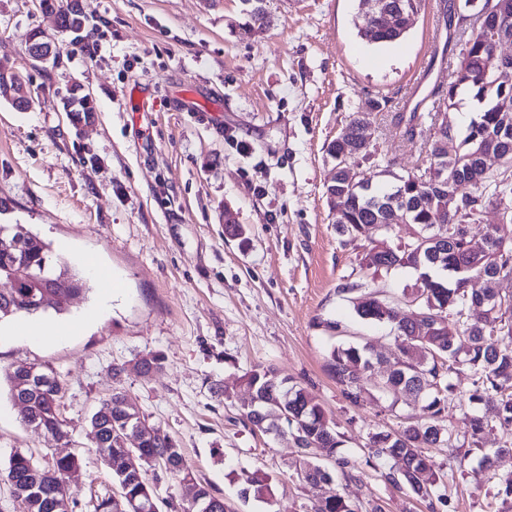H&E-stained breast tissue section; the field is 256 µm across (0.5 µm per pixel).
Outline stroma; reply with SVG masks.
Segmentation results:
<instances>
[{"instance_id":"stroma-1","label":"stroma","mask_w":512,"mask_h":512,"mask_svg":"<svg viewBox=\"0 0 512 512\" xmlns=\"http://www.w3.org/2000/svg\"><path fill=\"white\" fill-rule=\"evenodd\" d=\"M80 35L57 34L33 0H0V62L19 72L32 102L0 99V224H23L53 252L78 264L93 255L112 276L117 298L97 322L50 345L0 346V368L36 362L65 384V439L24 424L0 390V469L10 454L41 465L73 454L82 483L71 512H94L117 483L95 446L89 420L113 392H125L146 419L180 446L199 480L235 512H306L310 499L342 494L359 512L377 500L384 512H496L493 475L473 479L447 451L430 454L454 477L439 491L449 505L385 484L365 465L369 430L420 417L422 402L380 392L353 405L326 368L334 340L317 325L331 318L369 344L381 379L394 361L390 329L359 321L341 285L400 292L414 276L360 269L359 250L338 234L325 186L336 169L327 144L362 112L383 162L413 167L428 125L403 135L409 81L427 71L423 96L446 88L457 63L448 0H426L400 43L377 47L357 34L359 0H264L265 23L252 28L248 0H80ZM56 34L55 62L26 51L30 33ZM95 54H88V46ZM96 105L93 121L73 127L63 101L73 86ZM142 87L148 109L126 108ZM384 102L382 111L370 101ZM248 141L243 155L232 138ZM232 213L247 242L224 233ZM164 358L160 371L138 363ZM271 366L312 392L345 435L342 452L360 460L355 478L312 488L297 475L289 435L266 434L244 417L243 377ZM264 475L270 496L242 499L246 475Z\"/></svg>"}]
</instances>
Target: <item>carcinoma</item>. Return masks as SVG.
Here are the masks:
<instances>
[{"mask_svg": "<svg viewBox=\"0 0 512 512\" xmlns=\"http://www.w3.org/2000/svg\"><path fill=\"white\" fill-rule=\"evenodd\" d=\"M394 12L388 26L368 21L359 14L354 25L359 37L375 44L398 43L419 14L424 0H384ZM41 10L56 17L57 26L76 33L84 23L79 0H40ZM487 37L480 30L458 46V62L448 87L442 92L433 112L420 116L430 120L431 140L425 146V158L404 175L388 168L379 174L388 178L386 187L371 180L347 181L344 162L379 167L376 145L360 138L363 113L357 112L327 146L336 162V173L325 187L329 207L341 198L344 209L336 215L337 230L348 242H361L359 266L378 274L399 268H412L420 276L419 285L402 290L393 299L382 291L354 295L356 284L338 292L347 295L355 315L365 323L388 324L398 350L393 369L381 380L370 375L373 358L365 345L339 339L326 360V367L351 403L358 405L372 391L394 397L412 392L423 402L424 418L409 421L396 431L378 428L368 432V458L393 462L381 472L383 481L403 487L414 496L443 501L437 494L442 479L427 448H445L453 455L461 448L480 453L477 472L494 470L502 448H485L483 439L489 421L474 415L470 429L461 432L443 424L448 398L456 393L450 374L466 370L470 386L462 397L468 405L491 409L497 423L512 426V348L499 345L512 339V237L501 235V225L486 227L477 242L471 225L480 222L483 211L506 202V222L512 223V112L504 111L512 90L504 89L495 78ZM24 85L15 81L10 69L0 63V98L24 109ZM477 104L475 116L467 127L456 133L455 148L448 152L439 146L437 126L441 109L459 107L465 99ZM67 112L88 121L96 112L87 96H73L63 103ZM508 153V161L495 170H487L483 155L489 149ZM469 183L474 192L457 196V185ZM411 224L417 236L407 242H395L398 225ZM481 277L486 287L468 288V281ZM0 320L23 315L61 311L62 300L89 291L88 279L55 256L43 240L23 224H0ZM59 290L58 299L45 296L48 288ZM411 309L408 319L399 318V310ZM454 322L455 336L441 330L439 321ZM9 386L11 397H19L28 409L26 424L65 438L64 420L57 417L53 401L62 389V379L52 368L34 363L12 365L0 373ZM246 384L258 395V407L268 414L264 419L250 409L248 422L264 433L285 429L300 449L297 474L309 486L332 479L328 468L317 463L326 457L357 472L356 465L338 455L343 445L326 410L305 388L271 367L258 366L244 376ZM101 417L91 416L97 448L103 461L128 452L121 441L124 430L140 427L137 451L156 460V466L184 481L196 482L199 504L181 507V512H201L213 505L212 512H235L211 488L196 481L181 448L159 426L150 422L117 391L105 401ZM80 465L77 456L57 457L49 467L42 466L27 452L14 451L0 479L15 488L21 512H69L74 491L68 488V472ZM149 462L127 473L115 472L121 503L108 497L98 504L102 512H153L147 479ZM241 492L255 497L269 493L265 479L254 473L247 476ZM500 502L496 512H512V474L498 478L493 494ZM309 512H356L343 496L336 494L311 502Z\"/></svg>", "mask_w": 512, "mask_h": 512, "instance_id": "cac0c4a2", "label": "carcinoma"}]
</instances>
